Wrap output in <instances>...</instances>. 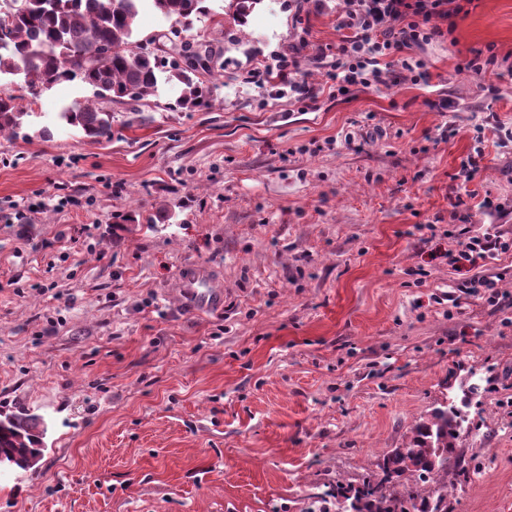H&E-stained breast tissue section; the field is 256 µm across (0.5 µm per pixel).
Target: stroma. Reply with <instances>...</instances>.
<instances>
[{
	"instance_id": "1",
	"label": "stroma",
	"mask_w": 512,
	"mask_h": 512,
	"mask_svg": "<svg viewBox=\"0 0 512 512\" xmlns=\"http://www.w3.org/2000/svg\"><path fill=\"white\" fill-rule=\"evenodd\" d=\"M209 6L182 37L224 66L211 108L177 109L163 84L143 113L112 106L98 144L56 125L92 95L73 80L0 134V412L48 426L35 471L0 480V512H305L469 375L489 390L448 497L512 512V251L444 258L462 229L512 238V0H474L419 49L428 83L338 98L314 61L344 35L334 0L302 22L264 0L242 32L219 26L227 0ZM299 45L322 89L309 108L266 74ZM478 53L502 80L462 70ZM442 93L455 111L426 107ZM478 126L485 166L461 184ZM462 189L505 213L456 220ZM188 265L219 278L223 311L182 305ZM476 273L499 303L463 289Z\"/></svg>"
}]
</instances>
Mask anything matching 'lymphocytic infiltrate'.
<instances>
[{
    "mask_svg": "<svg viewBox=\"0 0 512 512\" xmlns=\"http://www.w3.org/2000/svg\"><path fill=\"white\" fill-rule=\"evenodd\" d=\"M473 0H340L338 26L347 35L335 51L319 53L317 62L326 69L331 89L346 95L350 88H371L388 83H419L429 77L426 62L415 48L443 36V23L453 22ZM275 69L288 91L304 104L316 103L320 90L301 70L297 54L280 55ZM512 251V238L496 228L467 236L447 253L449 266L461 262L477 265L495 253Z\"/></svg>",
    "mask_w": 512,
    "mask_h": 512,
    "instance_id": "lymphocytic-infiltrate-1",
    "label": "lymphocytic infiltrate"
}]
</instances>
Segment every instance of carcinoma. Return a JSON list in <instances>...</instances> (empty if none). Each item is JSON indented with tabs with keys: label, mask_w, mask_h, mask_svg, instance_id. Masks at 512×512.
Returning a JSON list of instances; mask_svg holds the SVG:
<instances>
[{
	"label": "carcinoma",
	"mask_w": 512,
	"mask_h": 512,
	"mask_svg": "<svg viewBox=\"0 0 512 512\" xmlns=\"http://www.w3.org/2000/svg\"><path fill=\"white\" fill-rule=\"evenodd\" d=\"M207 0H23L12 10L9 32L0 42V76L20 80L33 100L74 77L93 91V98L75 102L58 119L94 143L112 140V112L104 103L129 106L156 94L160 84H177L176 107L209 108L222 76L216 62L197 70L172 61L164 64L136 51L140 11L149 7L167 20L188 26L210 14ZM263 0H229L226 15L234 25H248ZM29 116L18 97L0 93V132L16 131ZM467 419L456 403H443L410 428L408 446L388 451L358 484L336 482L307 512H448V474L466 477L469 461L457 442ZM44 419L28 413L0 418V459L29 470L41 456Z\"/></svg>",
	"instance_id": "obj_1"
}]
</instances>
